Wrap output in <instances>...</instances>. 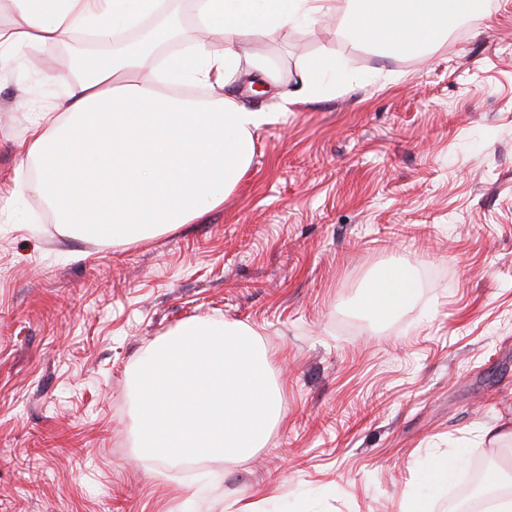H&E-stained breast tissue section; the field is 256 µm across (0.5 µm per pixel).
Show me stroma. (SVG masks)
I'll return each mask as SVG.
<instances>
[{
    "label": "stroma",
    "instance_id": "1",
    "mask_svg": "<svg viewBox=\"0 0 512 512\" xmlns=\"http://www.w3.org/2000/svg\"><path fill=\"white\" fill-rule=\"evenodd\" d=\"M328 15L241 47L225 92L271 112L222 206L132 243L54 223L26 191V129L84 41L0 79V512H403L431 457L512 468V0L426 54L382 56ZM344 60L335 96L284 105L305 59ZM402 260L421 290L362 309ZM252 328L281 424L237 462L141 456L139 358L179 324ZM503 431L493 442L483 431Z\"/></svg>",
    "mask_w": 512,
    "mask_h": 512
}]
</instances>
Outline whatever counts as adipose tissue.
Instances as JSON below:
<instances>
[{
  "label": "adipose tissue",
  "instance_id": "ef3b65f1",
  "mask_svg": "<svg viewBox=\"0 0 512 512\" xmlns=\"http://www.w3.org/2000/svg\"><path fill=\"white\" fill-rule=\"evenodd\" d=\"M16 22L0 25V73L26 49L57 46L81 30L99 42L154 15L160 0H10ZM476 0H193L196 28L226 39L219 51L198 44L171 56L163 75L144 76L151 47L172 36L156 26L147 44L108 57L71 56L54 78L60 91L52 103L58 118L46 126L35 118L26 151L40 165L28 192L42 198L60 224L78 223L97 239L137 241L156 226L174 228L220 207L248 170L253 136L272 113L241 105L224 89L243 64L242 43L258 35L340 16L352 37L414 52L441 43L452 23L470 15ZM344 62L335 56L306 60L286 103L334 95ZM190 82L208 86L206 99L177 94ZM415 275L404 267H382L362 300L376 320L394 316L418 293ZM458 469L447 457L424 466L406 492V512H433L430 489L450 482Z\"/></svg>",
  "mask_w": 512,
  "mask_h": 512
}]
</instances>
